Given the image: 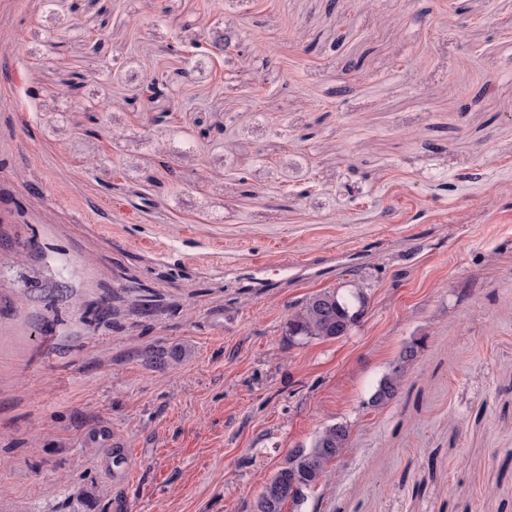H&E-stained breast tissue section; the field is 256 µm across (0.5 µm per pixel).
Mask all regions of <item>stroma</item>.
<instances>
[{
	"mask_svg": "<svg viewBox=\"0 0 512 512\" xmlns=\"http://www.w3.org/2000/svg\"><path fill=\"white\" fill-rule=\"evenodd\" d=\"M335 423L295 512H512V0H0V512H253ZM366 307L360 291L348 295L339 291L319 292L302 302L288 317L286 329L292 339H336L337 328L359 323ZM402 369L403 367L400 365L399 367H396L391 374L384 376L380 380L371 400L374 405L378 406L386 404L398 396L401 385ZM350 448V430L343 424H332L319 431L310 448L294 449L285 467L278 470L263 486L254 504L255 512H284L289 503L296 508L305 492L327 476L329 465ZM278 489L271 493L270 489Z\"/></svg>",
	"mask_w": 512,
	"mask_h": 512,
	"instance_id": "obj_1",
	"label": "stroma"
}]
</instances>
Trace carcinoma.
<instances>
[{"label":"carcinoma","instance_id":"obj_1","mask_svg":"<svg viewBox=\"0 0 512 512\" xmlns=\"http://www.w3.org/2000/svg\"><path fill=\"white\" fill-rule=\"evenodd\" d=\"M366 307L360 291L343 295L338 291L319 292L302 302L288 317L286 329L292 339H336L337 329L359 323ZM402 367L384 376L372 396V403L383 405L400 391ZM350 448V430L332 424L319 431L309 448L294 449L286 466L278 470L263 486L254 512H284L286 505H300L305 492L327 476L329 465Z\"/></svg>","mask_w":512,"mask_h":512}]
</instances>
